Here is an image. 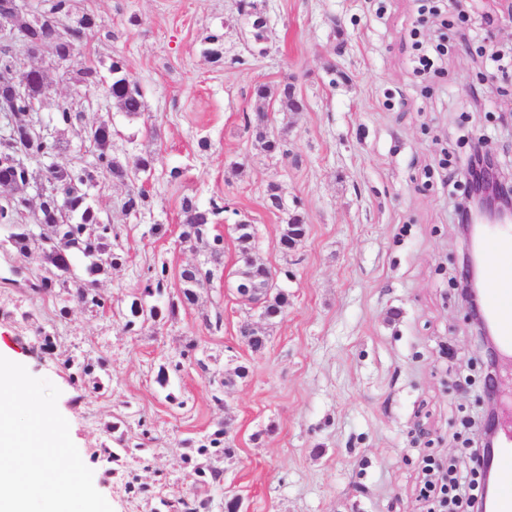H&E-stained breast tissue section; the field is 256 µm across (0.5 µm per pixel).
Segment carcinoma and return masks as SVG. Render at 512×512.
I'll return each mask as SVG.
<instances>
[{"label": "carcinoma", "instance_id": "obj_1", "mask_svg": "<svg viewBox=\"0 0 512 512\" xmlns=\"http://www.w3.org/2000/svg\"><path fill=\"white\" fill-rule=\"evenodd\" d=\"M72 0H51L50 7L41 15L43 24L51 26L69 15ZM239 13L247 17L251 25L254 42L264 39L265 22L263 14L259 11L255 0H240ZM99 25L95 18L85 15L77 28H68L70 38L57 47V54L61 58L72 56L77 41L98 31ZM110 72L111 83L108 86V95L114 100L122 112L128 116H137L144 110L142 94L137 84L125 72L121 61L112 62ZM274 93L265 86L255 88V95L266 99ZM281 108L294 112L301 108L299 98L294 95L293 87L285 84L278 93L274 94ZM29 108V100L17 98L12 105V111L3 114L6 119L4 130L0 131V225L11 229L6 242H0V247L8 244L19 253H27L35 247L42 253L43 260L48 266V275L43 277L38 290L45 294H52L59 290L70 298L77 300L82 306L95 309L105 307L106 300L96 293L93 283L80 278L74 273L75 259L82 255L90 259L86 271L88 275L95 276L106 272L120 260V255L112 251V224L105 221L98 210L90 203L88 188L95 187L98 180L104 179L112 182L125 183L129 179V167L112 156V125L101 123L100 134L96 138L94 159L84 165L75 163L69 166L58 165L46 170L47 191L39 203V210L35 215V223L46 226V232L34 236L28 225L24 223L25 212L30 208L28 204V190L26 187V172L10 164V156L17 143L28 142L24 113ZM80 119V112L74 109V102L64 100L58 104L56 112L51 115L52 125L59 129L74 125ZM253 130L261 148L274 153L282 147V139L269 131V116L254 117ZM35 158L43 156H56L68 149V144L61 138L51 135L42 142L30 144ZM221 206L210 202V207L203 208L198 203L186 197L182 201L183 230L180 238L184 243L193 245L202 244L207 249L213 261L219 260L224 253V238L216 235L207 239L208 225L213 223V217L219 214ZM296 236L305 238L307 227L305 218L300 214L289 217L287 226L283 227L282 235L288 236V231ZM164 272L154 274L147 278L140 295L134 297L129 307V318L126 326L134 327L144 325L146 321L158 324L166 316L175 314V303L171 302L162 308L156 304L151 305L149 317L142 314L146 298L159 295L162 292ZM210 277V272L202 271L193 266L181 271L183 284L181 301L191 303L195 300V289ZM288 307V294L277 289L270 301L263 308L266 319L271 320L282 315ZM224 428L214 431L198 446L199 454L212 456L218 462L226 455L233 453V449L224 443Z\"/></svg>", "mask_w": 512, "mask_h": 512}]
</instances>
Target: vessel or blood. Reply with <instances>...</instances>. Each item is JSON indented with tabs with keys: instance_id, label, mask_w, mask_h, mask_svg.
<instances>
[{
	"instance_id": "b4317fda",
	"label": "vessel or blood",
	"mask_w": 512,
	"mask_h": 512,
	"mask_svg": "<svg viewBox=\"0 0 512 512\" xmlns=\"http://www.w3.org/2000/svg\"><path fill=\"white\" fill-rule=\"evenodd\" d=\"M512 241V226L486 225L479 230V247L483 256L484 307L498 337L499 352L512 360V281L504 280L502 271L512 265V257L504 252ZM497 430L502 444L497 448L494 464L504 471L512 470V419L501 421Z\"/></svg>"
}]
</instances>
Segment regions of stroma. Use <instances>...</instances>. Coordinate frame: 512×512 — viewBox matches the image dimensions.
I'll list each match as a JSON object with an SVG mask.
<instances>
[{"label": "stroma", "instance_id": "obj_1", "mask_svg": "<svg viewBox=\"0 0 512 512\" xmlns=\"http://www.w3.org/2000/svg\"><path fill=\"white\" fill-rule=\"evenodd\" d=\"M256 2L268 19L260 46L235 0H72L66 25L92 14L100 31L59 67L14 42L48 75L42 114L82 91L83 118L61 130L69 148L59 164L92 161L84 129L101 121L112 125L114 157L154 164L91 191L118 233L120 263L95 285L107 308L74 304L61 316L62 298L32 289L47 274L41 252L0 249V354L59 389L58 410L113 512H172L193 496L207 512H226L235 496L239 512H427L421 457L468 470L463 421L481 411L484 390L456 287L453 196L465 178L445 180L440 163L464 165L480 137L512 161V71H494L481 55L512 53V0H442L438 17L419 13L416 0ZM440 30L448 55L419 78L411 35ZM116 60L141 91L139 115L107 94ZM85 66L101 83L80 87ZM286 83L301 111L254 95ZM260 107L289 155L258 146L247 118ZM273 185L279 211L267 206ZM132 188L146 199L128 213ZM187 197L204 207L223 199L208 230L224 239L222 263L181 241ZM296 211L308 234L286 256L279 237ZM243 220L256 227L254 256L289 297L257 352L239 336L249 309L233 290L231 227ZM191 264L211 273L194 302L160 324L127 328L148 270L166 268L163 297L178 301ZM42 331L52 353L38 348ZM100 356L105 367L83 374ZM223 425L233 458L220 462V481H195L193 468L209 463L197 447Z\"/></svg>", "mask_w": 512, "mask_h": 512}]
</instances>
